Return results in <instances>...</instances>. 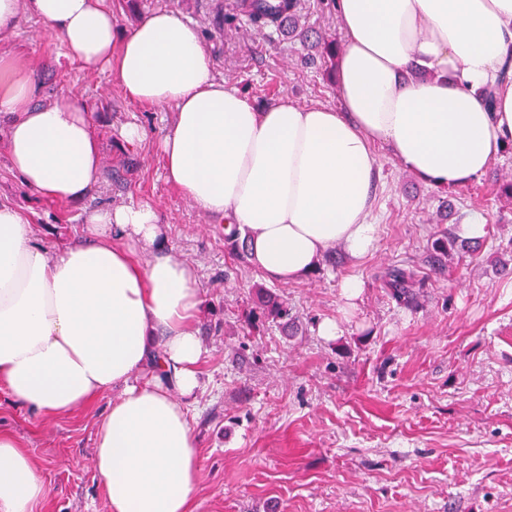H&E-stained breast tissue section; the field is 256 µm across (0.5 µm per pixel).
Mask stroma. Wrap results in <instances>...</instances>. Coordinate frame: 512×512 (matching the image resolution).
I'll return each instance as SVG.
<instances>
[{"label": "stroma", "instance_id": "1", "mask_svg": "<svg viewBox=\"0 0 512 512\" xmlns=\"http://www.w3.org/2000/svg\"><path fill=\"white\" fill-rule=\"evenodd\" d=\"M108 4L120 35L158 8L191 20L217 77L257 106L284 93L338 104L324 67L300 64L302 43L237 20V0ZM0 52L28 69L40 102L81 94L103 155L101 183L85 201L43 199L11 168L1 118L0 203L27 212L34 240L52 249L84 238L92 210L150 203L164 224L162 251L197 270L205 352L203 386L189 408L202 456L194 512H512V273L494 266L512 259V208L494 196L495 179L512 176V152L449 190L382 154L373 251L354 260L340 249L303 280L269 283L253 263L239 262L223 224L166 180L159 139L173 123L170 108L133 103L108 73L71 63L25 12L0 34ZM129 123L145 129L143 142H125ZM476 211L486 218L478 250L433 271L424 256L434 234H462ZM395 266L425 277L415 304L383 287L382 274ZM350 277L362 288L349 302ZM260 286L288 302L297 335L265 320L247 328ZM325 321L341 335H320ZM107 404L42 418L0 391V429L23 440L48 485L40 512H108L92 466Z\"/></svg>", "mask_w": 512, "mask_h": 512}]
</instances>
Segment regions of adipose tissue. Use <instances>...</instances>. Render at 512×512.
<instances>
[{
	"label": "adipose tissue",
	"mask_w": 512,
	"mask_h": 512,
	"mask_svg": "<svg viewBox=\"0 0 512 512\" xmlns=\"http://www.w3.org/2000/svg\"><path fill=\"white\" fill-rule=\"evenodd\" d=\"M23 10L72 61L109 70L132 102L174 108L160 139L167 181L246 230L271 281L308 276L334 245L371 253L377 146L451 188L485 174L512 140V75L502 74L512 0H339L335 107L286 96L256 107L216 77L199 30L172 10L118 41L107 0H0V33ZM38 96L0 54L13 170L41 196L83 201L102 175L89 110L71 91L40 106ZM87 230L89 241L50 249L24 212L0 203V388L43 417L112 394L93 455L109 512H192L201 457L188 407L204 353L196 269L155 251L164 227L151 204L95 210ZM47 495L28 450L0 431V512H39Z\"/></svg>",
	"instance_id": "ef3b65f1"
}]
</instances>
